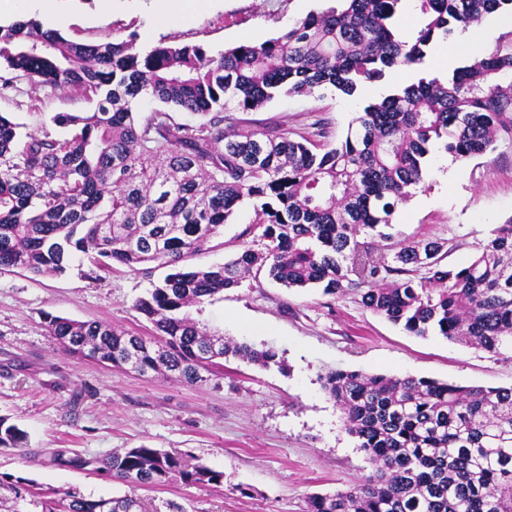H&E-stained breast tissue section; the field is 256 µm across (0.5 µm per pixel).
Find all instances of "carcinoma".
<instances>
[{
  "mask_svg": "<svg viewBox=\"0 0 512 512\" xmlns=\"http://www.w3.org/2000/svg\"><path fill=\"white\" fill-rule=\"evenodd\" d=\"M336 2L218 55L165 41L139 51L134 33L87 43L33 19L0 23L1 90L27 80L74 88L92 104L55 114L59 136L23 134L0 115V268L62 274L82 253L92 274L114 262L167 269L135 302L155 335L50 315L46 328L61 346H88L118 368L131 350L138 373L165 369L192 385L223 378L229 357L275 365L274 349L226 340L189 312L250 274L288 289L354 291L414 336L488 353L512 340V218L461 268L445 263L439 240L395 241L392 224L434 145L465 161L512 140V32L444 78L426 69L439 43L512 12V0H411L418 24L407 31L395 24L403 0ZM394 68L416 77L364 106L337 144L320 121L296 134L228 129L230 113L257 111L281 92L354 97ZM145 99L159 108L141 123L134 105ZM174 112L200 121L178 123ZM245 202L256 214L245 235L262 249L194 264ZM323 388L372 473L310 496L305 512H512L511 387L335 370ZM0 450L134 488L224 482L222 471L147 446L106 457L31 449L27 432L4 416ZM5 491L41 512H143L133 496L85 498L10 474L0 475Z\"/></svg>",
  "mask_w": 512,
  "mask_h": 512,
  "instance_id": "obj_1",
  "label": "carcinoma"
}]
</instances>
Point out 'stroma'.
I'll use <instances>...</instances> for the list:
<instances>
[{"mask_svg":"<svg viewBox=\"0 0 512 512\" xmlns=\"http://www.w3.org/2000/svg\"><path fill=\"white\" fill-rule=\"evenodd\" d=\"M150 0H112L101 12L98 0H62L39 14V22L67 38L102 42L138 33V45L160 41L201 43L212 52L249 40L262 42L308 13L321 0H210L185 23L162 20L152 39L142 38ZM397 71L386 83L368 87L363 98L330 91L280 96L257 112H239L242 124L259 128L275 122L304 132L320 119L337 136L365 103L411 81ZM43 101L31 112V97ZM87 104L66 89L23 81L0 95V114L23 131L59 134V112ZM443 149H433L422 182L393 216L397 239L433 238L446 243L448 261L467 265L496 225L512 218V141L457 164L442 180ZM255 218L243 204L232 223L196 259L215 266L244 244ZM90 265L76 258L62 275L40 277L19 269L0 270V416L29 434L33 448H77L102 456L118 448L145 445L201 459L223 471L220 486L140 488L148 512H305L314 493L344 490L371 467L342 425V414L322 386L329 371L427 377L465 386L512 387V345L490 354L440 336L417 337L365 307L359 296L298 291L269 279L247 280L224 291L191 315L208 329L274 348L282 367L265 368L232 358L220 383L187 385L162 373L141 375L82 357L48 335L45 314L78 321H103L149 336L153 326L134 307L163 269L152 274L117 267L89 277ZM0 473L62 487L86 497L127 494L124 483L69 469L44 468L20 452L0 451Z\"/></svg>","mask_w":512,"mask_h":512,"instance_id":"stroma-1","label":"stroma"}]
</instances>
